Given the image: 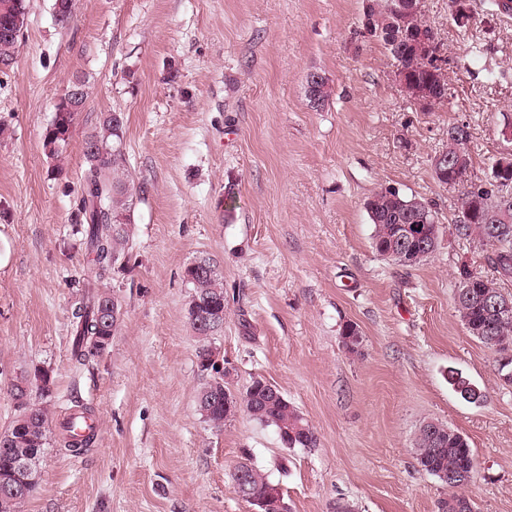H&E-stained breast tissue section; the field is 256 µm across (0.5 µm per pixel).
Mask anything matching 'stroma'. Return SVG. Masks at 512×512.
Here are the masks:
<instances>
[{
    "label": "stroma",
    "instance_id": "1",
    "mask_svg": "<svg viewBox=\"0 0 512 512\" xmlns=\"http://www.w3.org/2000/svg\"><path fill=\"white\" fill-rule=\"evenodd\" d=\"M470 0H419L448 99L426 111L394 79L363 28L365 0H28L12 59L0 60V431L17 413L13 382L50 370L46 404L96 417L95 444L61 452L57 435L22 512H252L232 489L243 459L278 484L290 512H439L447 490L421 471L414 437L430 420L468 437L478 512H512V385L455 306L461 269L493 278L489 251L448 234L460 186L431 160L450 126H468L470 184L512 153V12ZM320 72L322 108L306 93ZM89 98L61 157L43 149L54 102L74 78ZM110 112L125 118L136 188L128 255L107 287L122 307L111 344L70 359L83 297L79 233L83 144ZM434 203L435 251L400 266L372 247L365 209L377 190ZM224 276V381L275 385L314 429L313 448L282 447L238 413L216 430L197 410L203 377L183 278L198 258ZM362 343L348 353L346 325ZM483 392L461 399L448 368ZM287 458L289 474L274 466Z\"/></svg>",
    "mask_w": 512,
    "mask_h": 512
}]
</instances>
